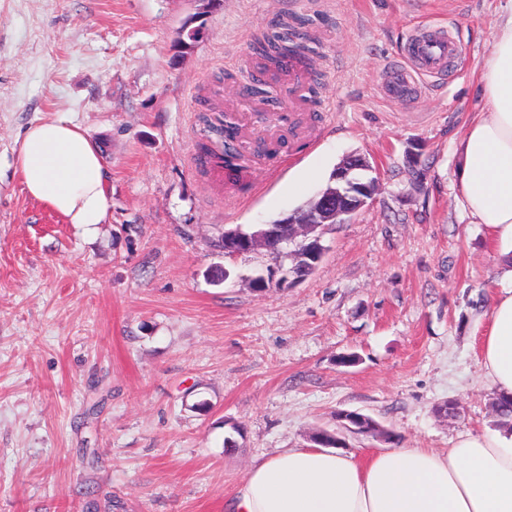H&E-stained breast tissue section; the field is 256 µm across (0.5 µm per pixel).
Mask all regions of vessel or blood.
<instances>
[{
  "instance_id": "1",
  "label": "vessel or blood",
  "mask_w": 512,
  "mask_h": 512,
  "mask_svg": "<svg viewBox=\"0 0 512 512\" xmlns=\"http://www.w3.org/2000/svg\"><path fill=\"white\" fill-rule=\"evenodd\" d=\"M407 51L411 69L397 70L383 87L385 96L396 102H407L417 95L419 76L441 73L465 54L463 45L444 28H429L413 34Z\"/></svg>"
}]
</instances>
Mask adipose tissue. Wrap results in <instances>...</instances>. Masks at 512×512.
<instances>
[{
  "label": "adipose tissue",
  "mask_w": 512,
  "mask_h": 512,
  "mask_svg": "<svg viewBox=\"0 0 512 512\" xmlns=\"http://www.w3.org/2000/svg\"><path fill=\"white\" fill-rule=\"evenodd\" d=\"M486 108L460 139L459 203L484 225L512 278V2L480 66ZM18 168L26 193L68 223H102L109 197L98 148L79 126L44 121L24 133ZM481 368L512 395V289L494 300ZM229 512H512V433L467 432L436 451L397 445L357 456L316 446L254 462Z\"/></svg>",
  "instance_id": "1"
}]
</instances>
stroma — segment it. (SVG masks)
<instances>
[{
  "label": "stroma",
  "mask_w": 512,
  "mask_h": 512,
  "mask_svg": "<svg viewBox=\"0 0 512 512\" xmlns=\"http://www.w3.org/2000/svg\"><path fill=\"white\" fill-rule=\"evenodd\" d=\"M504 2L0 0V512H224L256 459L343 411L414 448L494 429L480 342L512 280L455 171ZM293 17L321 106L285 76L270 86L309 135L271 125L279 162L253 161L245 193L215 183L200 116L233 107L256 40ZM439 24L467 61L422 77L412 103L386 99L409 34ZM58 119L101 153L103 223L23 189L22 136ZM355 153L379 168L366 206L325 225L311 276L253 289L288 257L224 256L219 233L288 217Z\"/></svg>",
  "instance_id": "stroma-1"
}]
</instances>
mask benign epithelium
Returning <instances> with one entry per match:
<instances>
[{
    "label": "benign epithelium",
    "mask_w": 512,
    "mask_h": 512,
    "mask_svg": "<svg viewBox=\"0 0 512 512\" xmlns=\"http://www.w3.org/2000/svg\"><path fill=\"white\" fill-rule=\"evenodd\" d=\"M331 179L334 186L321 193L310 210L295 212L280 220L282 224L292 225L290 241L296 245L295 256L305 261L308 269L315 268L325 251L318 228L323 224H343L362 209L374 192L378 170L366 157L350 155L336 167ZM277 235L278 229L275 227L255 234L245 233L239 228L226 230L223 251L232 256L265 248ZM340 420L345 422V429L352 425L362 433H376L380 430L379 425L365 415L343 413Z\"/></svg>",
    "instance_id": "benign-epithelium-1"
}]
</instances>
